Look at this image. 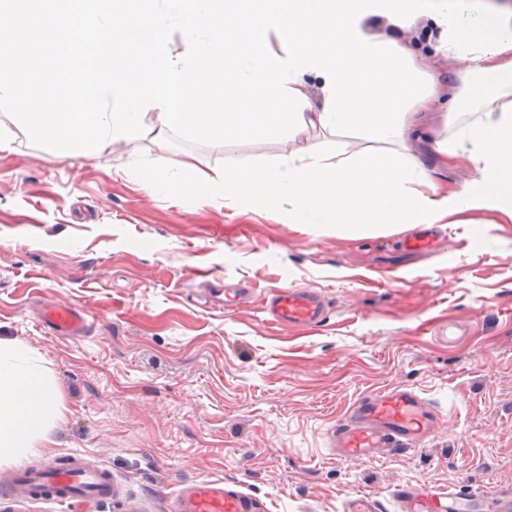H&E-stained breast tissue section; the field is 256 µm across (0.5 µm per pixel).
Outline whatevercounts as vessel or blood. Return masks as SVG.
Wrapping results in <instances>:
<instances>
[{
    "mask_svg": "<svg viewBox=\"0 0 512 512\" xmlns=\"http://www.w3.org/2000/svg\"><path fill=\"white\" fill-rule=\"evenodd\" d=\"M261 311L279 326L311 329L326 318L319 292L309 287L275 289L263 301ZM41 323L56 335L80 336L88 326V316L73 305H52L43 310ZM442 427L440 412L413 388L373 389L358 395L332 424L329 445L338 458L372 461L415 449ZM12 489L32 499L56 502L66 512H83L88 501L106 500L117 492L108 469L88 467L76 455L63 464L20 470ZM392 497L397 512H512V486L462 492L425 483L396 484ZM168 512H270V508L266 498L246 492L242 485L205 478L175 491ZM343 512H382V503L359 492L344 500Z\"/></svg>",
    "mask_w": 512,
    "mask_h": 512,
    "instance_id": "b4317fda",
    "label": "vessel or blood"
}]
</instances>
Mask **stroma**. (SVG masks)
<instances>
[{
    "label": "stroma",
    "mask_w": 512,
    "mask_h": 512,
    "mask_svg": "<svg viewBox=\"0 0 512 512\" xmlns=\"http://www.w3.org/2000/svg\"><path fill=\"white\" fill-rule=\"evenodd\" d=\"M447 77L458 109L427 117L442 139L473 118L467 80ZM0 129L14 133L0 158V336L35 353L63 404L54 448L0 465V512H60L4 489L19 465L73 454L123 490L84 512H167L203 478L239 482L271 512H342L356 492L395 512L396 483L512 485V223L468 211L429 225L434 248L414 252L405 227L351 237L142 179L162 157L184 181L178 163L192 157L220 168L335 149L312 129L229 148L173 131L84 157L14 132L1 111ZM293 286L324 295L319 327L261 313L271 289ZM58 303L87 313V335L39 325ZM397 385L415 387L445 430L376 462L336 458L332 422L363 391Z\"/></svg>",
    "instance_id": "stroma-1"
}]
</instances>
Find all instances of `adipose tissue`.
Returning a JSON list of instances; mask_svg holds the SVG:
<instances>
[{"instance_id":"ef3b65f1","label":"adipose tissue","mask_w":512,"mask_h":512,"mask_svg":"<svg viewBox=\"0 0 512 512\" xmlns=\"http://www.w3.org/2000/svg\"><path fill=\"white\" fill-rule=\"evenodd\" d=\"M439 31L442 59L474 78L477 116L438 143L441 164L473 168L442 189L408 153L346 144L302 147L271 163L201 168L147 189L224 197L245 210L288 207V221L357 236L436 224L471 210L512 221V5L506 0H0V110L28 135L74 154L131 136L181 130L224 145L296 131H351L402 141L425 113L454 111L441 65L403 38ZM180 35L184 50L172 56ZM278 39L280 52L267 48ZM317 87H310L309 78ZM158 111L160 125L142 121ZM62 416L53 382L29 351L0 338V463L45 448Z\"/></svg>"}]
</instances>
